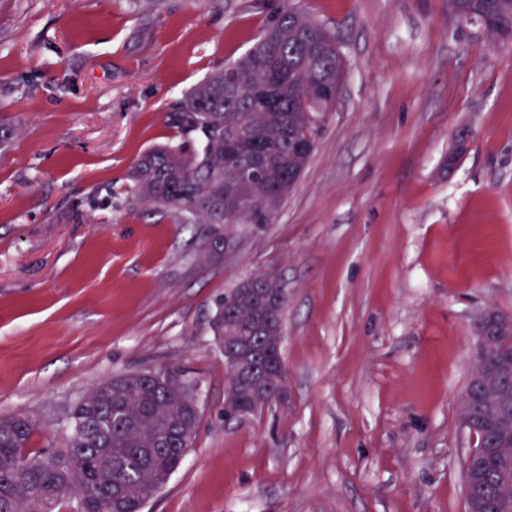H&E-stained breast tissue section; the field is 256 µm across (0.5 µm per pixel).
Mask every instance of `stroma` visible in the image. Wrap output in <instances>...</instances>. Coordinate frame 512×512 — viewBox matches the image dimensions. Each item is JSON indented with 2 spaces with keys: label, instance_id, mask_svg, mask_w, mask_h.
Here are the masks:
<instances>
[{
  "label": "stroma",
  "instance_id": "1",
  "mask_svg": "<svg viewBox=\"0 0 512 512\" xmlns=\"http://www.w3.org/2000/svg\"><path fill=\"white\" fill-rule=\"evenodd\" d=\"M345 75L273 223L149 210L139 157L196 144L185 94L285 9ZM0 416L32 449L116 374L198 386L191 450L144 512H466L460 404L474 324L512 317V38L448 0H0ZM272 272L288 399L225 421L217 300Z\"/></svg>",
  "mask_w": 512,
  "mask_h": 512
}]
</instances>
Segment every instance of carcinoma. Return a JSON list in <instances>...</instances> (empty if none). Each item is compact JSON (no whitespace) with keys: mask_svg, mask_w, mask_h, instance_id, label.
<instances>
[{"mask_svg":"<svg viewBox=\"0 0 512 512\" xmlns=\"http://www.w3.org/2000/svg\"><path fill=\"white\" fill-rule=\"evenodd\" d=\"M457 19L469 22L481 13L500 24L499 37H512V0H449ZM275 52L285 82L279 85L277 112L259 108L255 93L271 84L273 76L260 58ZM240 73L235 85L227 73L216 72L186 95L179 111L169 116L178 132L200 142L187 156L181 146L145 153L133 173L134 189L148 207L168 208L181 215L204 218L212 225V247L236 224L262 227L272 222L276 210L265 207L271 188L283 180L299 178L308 157L294 145L316 139L326 111L336 101V75H344V61L335 38L323 27L293 9H286L279 23L269 27L256 44L234 62ZM251 128L254 138L237 155L235 170L243 182V209L214 223L209 196L212 183L223 180L224 129ZM271 156L266 169L253 166V154ZM252 285L241 280L217 301L211 329L224 338V328L246 337L258 357L260 369L249 382L228 376L226 392L233 409L252 415L264 409L274 376L283 368L279 318L283 304L263 299L252 302ZM501 344L486 352L488 359H507L505 385L512 392V333L500 336ZM463 398L473 412L488 408L481 391L468 380ZM202 417L197 386L175 369H159L154 378L139 372L114 375L78 399L67 414L68 422L58 445L33 451L31 438L40 428L27 415L0 418V512H55L65 496L77 501L76 512H143L168 484L193 446ZM492 450L465 464V475L478 470V485L466 481L467 496L480 497L490 512L500 507L499 476L512 470V458L497 448H512V428H495L477 438Z\"/></svg>","mask_w":512,"mask_h":512,"instance_id":"cac0c4a2","label":"carcinoma"}]
</instances>
